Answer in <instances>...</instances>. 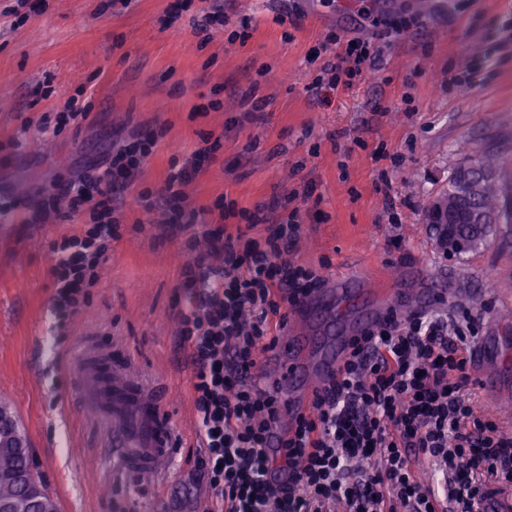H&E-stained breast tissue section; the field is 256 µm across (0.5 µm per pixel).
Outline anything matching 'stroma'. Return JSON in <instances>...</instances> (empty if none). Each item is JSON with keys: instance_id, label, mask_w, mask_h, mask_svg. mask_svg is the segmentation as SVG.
<instances>
[{"instance_id": "obj_1", "label": "stroma", "mask_w": 512, "mask_h": 512, "mask_svg": "<svg viewBox=\"0 0 512 512\" xmlns=\"http://www.w3.org/2000/svg\"><path fill=\"white\" fill-rule=\"evenodd\" d=\"M19 2L0 0V81L11 83L0 107V226L10 228L0 239V393L58 512H194L198 496L192 360L173 318L188 233L123 210L71 327L51 309L49 245L83 234L87 216L46 223L40 205L111 163L118 139L151 134L137 184L149 193L207 148L187 203L230 209L228 233L269 196L311 189L298 203L297 264L376 289L419 273L460 289L455 312L494 335L493 319L512 306V237L446 255L424 211L461 163L489 152L512 166V0L427 14L416 0H193L181 9L175 0H39L21 21ZM233 30L248 40L229 41ZM332 32L383 36V60L368 80L316 95L307 87L334 57L317 47ZM493 40L490 74L465 94L449 91V72ZM259 98L266 111L241 126ZM67 107L82 116L57 127ZM85 353L124 360L160 392L178 442L166 471L132 474L113 455L76 381Z\"/></svg>"}]
</instances>
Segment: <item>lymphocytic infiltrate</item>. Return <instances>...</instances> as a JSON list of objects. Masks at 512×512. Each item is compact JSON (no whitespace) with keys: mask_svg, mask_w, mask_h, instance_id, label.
I'll list each match as a JSON object with an SVG mask.
<instances>
[{"mask_svg":"<svg viewBox=\"0 0 512 512\" xmlns=\"http://www.w3.org/2000/svg\"><path fill=\"white\" fill-rule=\"evenodd\" d=\"M328 41L342 52L310 85L315 94L353 86L383 54L375 39L333 33ZM126 152L113 145L112 166L91 174L95 198H86L80 179L57 189L56 198L111 216L124 192L129 208L146 207L144 194L127 192L145 160H126ZM290 202L285 196L256 205L251 224L263 239L242 230L193 236L182 268L191 296L175 321L194 363L196 464L209 490L203 512H476L484 486L512 482V436L464 396L476 339L470 319L414 314L368 332L306 411L282 427L281 398L260 372L262 358L280 343L289 309L325 283L290 258L302 233ZM113 233L108 223L53 243L59 319L75 314L81 286ZM273 448L279 456H270ZM277 466L287 468V485L269 482Z\"/></svg>","mask_w":512,"mask_h":512,"instance_id":"obj_1","label":"lymphocytic infiltrate"}]
</instances>
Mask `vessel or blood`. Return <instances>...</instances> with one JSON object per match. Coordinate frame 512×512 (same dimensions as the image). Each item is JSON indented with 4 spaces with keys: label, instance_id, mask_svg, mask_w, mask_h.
I'll use <instances>...</instances> for the list:
<instances>
[{
    "label": "vessel or blood",
    "instance_id": "vessel-or-blood-1",
    "mask_svg": "<svg viewBox=\"0 0 512 512\" xmlns=\"http://www.w3.org/2000/svg\"><path fill=\"white\" fill-rule=\"evenodd\" d=\"M436 288L375 291L355 281L317 290L305 298L300 311L307 323L319 326L317 334L295 332L266 358L268 375L284 396L289 414L303 411L312 393L335 376L354 335L389 323L397 310L421 313L445 304ZM501 339L488 337L475 346L469 368L497 404L512 407V388L502 382L512 358L502 350ZM78 382L91 414L112 429L114 455L130 470L159 473L173 460L172 425L162 400L125 367L109 361L84 360ZM479 512H512V492L490 489L480 501Z\"/></svg>",
    "mask_w": 512,
    "mask_h": 512
}]
</instances>
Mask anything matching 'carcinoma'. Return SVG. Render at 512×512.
<instances>
[{
	"label": "carcinoma",
	"mask_w": 512,
	"mask_h": 512,
	"mask_svg": "<svg viewBox=\"0 0 512 512\" xmlns=\"http://www.w3.org/2000/svg\"><path fill=\"white\" fill-rule=\"evenodd\" d=\"M478 163L485 169L499 173L498 179L485 183L479 195L471 202L474 208L484 214L488 223L481 226L462 223L459 233L466 238L484 240L498 224L502 223L506 233L511 236L512 208L509 207V202L512 201V177L504 171L503 165L493 154H482L478 158ZM28 465H34L33 459L0 453V497L5 494L12 495L16 503L15 512H29L28 499L22 491L7 483L5 475Z\"/></svg>",
	"instance_id": "obj_1"
}]
</instances>
